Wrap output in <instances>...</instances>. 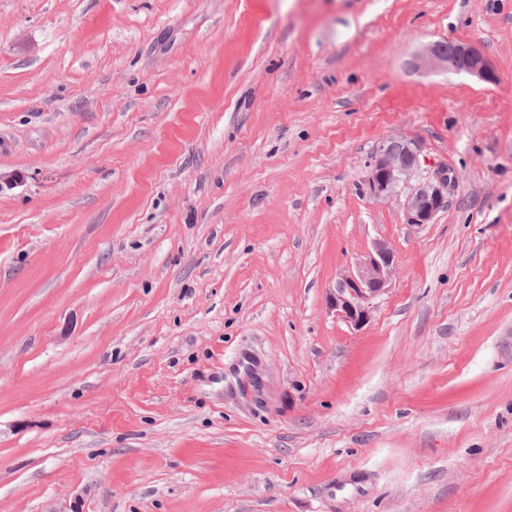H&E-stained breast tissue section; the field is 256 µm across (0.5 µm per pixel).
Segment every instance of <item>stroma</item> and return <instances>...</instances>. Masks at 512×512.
<instances>
[{
	"label": "stroma",
	"instance_id": "obj_1",
	"mask_svg": "<svg viewBox=\"0 0 512 512\" xmlns=\"http://www.w3.org/2000/svg\"><path fill=\"white\" fill-rule=\"evenodd\" d=\"M0 172V512H512V0H0ZM448 55L447 43L435 41L424 45L417 59L424 67L449 71ZM450 55L454 60V73H466L486 83H497L498 74L495 67L472 45L461 42L451 43ZM420 152V144L412 139L392 138L384 142L376 152L367 180L369 194L377 199L405 192V221L412 226L433 223L448 198L447 171L423 174ZM394 272V254L385 242H375L372 251L326 296V308L354 327L370 319L374 301L388 290Z\"/></svg>",
	"mask_w": 512,
	"mask_h": 512
}]
</instances>
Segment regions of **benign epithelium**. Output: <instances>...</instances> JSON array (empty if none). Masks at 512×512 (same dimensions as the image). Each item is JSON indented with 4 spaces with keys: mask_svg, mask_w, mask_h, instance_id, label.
Returning <instances> with one entry per match:
<instances>
[{
    "mask_svg": "<svg viewBox=\"0 0 512 512\" xmlns=\"http://www.w3.org/2000/svg\"><path fill=\"white\" fill-rule=\"evenodd\" d=\"M420 65L466 73L494 84L498 74L493 64L475 47L435 41L417 55ZM420 144L412 139L392 138L378 148L367 180L369 194L384 199L405 193V221L412 226L433 223L448 198V173L421 172ZM394 272V254L387 243H374L356 271L347 275L326 296V308L348 325L360 329L370 319L374 301L388 290Z\"/></svg>",
    "mask_w": 512,
    "mask_h": 512,
    "instance_id": "benign-epithelium-1",
    "label": "benign epithelium"
}]
</instances>
